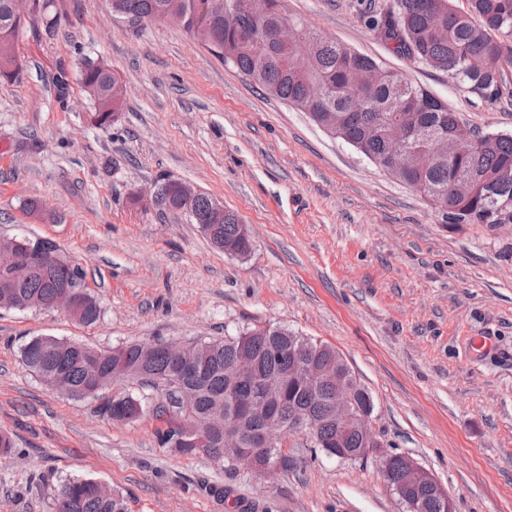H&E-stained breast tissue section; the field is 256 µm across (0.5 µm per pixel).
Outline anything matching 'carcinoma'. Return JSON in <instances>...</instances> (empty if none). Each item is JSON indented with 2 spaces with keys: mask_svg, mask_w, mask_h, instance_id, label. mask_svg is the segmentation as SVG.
Returning a JSON list of instances; mask_svg holds the SVG:
<instances>
[{
  "mask_svg": "<svg viewBox=\"0 0 512 512\" xmlns=\"http://www.w3.org/2000/svg\"><path fill=\"white\" fill-rule=\"evenodd\" d=\"M116 4L112 19L123 23L125 14L161 17L169 10L185 15V29L200 44L224 63H230L266 94L310 113L317 123H329L328 131L353 147L380 169H386L385 141L392 126L400 122L407 138L419 149L417 167L393 172L398 181L417 183L450 224H512L494 211L492 199L512 198V134L484 133L479 142L448 157L432 151L428 137L448 131L457 121L456 113L422 88L401 75L379 85L364 83V70L376 61L351 53L336 40L298 25L299 37L286 46L262 43L256 36L270 24L286 19L280 0H267L268 15H241L232 23L224 20L226 0H108ZM461 11L453 0H389L386 7H369L365 23L376 37L400 57L447 73L469 91L496 102L508 95L507 73L496 71L494 64L504 62L512 68V0H468ZM26 20L13 11L12 0H0V77L18 75L14 69L15 38ZM81 83L94 102L99 124L114 120L125 96V85L112 79L105 65L86 58L80 71ZM474 180V191L466 199L448 194L458 178ZM180 181L164 178L157 187L158 211L189 216L210 243L224 253L245 258L251 241L238 215L232 210H217V200L198 193L193 205L184 209ZM85 279L82 267L64 257L49 260L37 269L20 268L0 273V295L7 294L25 309L45 303L65 287ZM102 315L100 301L92 296L75 317L83 325L97 323ZM150 343L139 342L108 349L91 347L55 336H37L21 347L25 369L42 380L60 370L70 384L82 388L92 374L102 385L111 381L112 370L124 365L131 378L144 370L155 378L163 397L179 386L187 405L171 410L161 402L153 412L166 418L167 427L157 432L161 446L180 455L195 456L197 447L190 441L199 437L203 447L218 448L223 434L240 430L247 434L262 429L266 416L288 423L299 409L305 410L312 428L307 432L314 447L329 456L336 449L353 451L363 447L362 431L353 424L345 429L336 423V386L322 379L309 387H299L288 379V368L298 358L312 359L321 368L336 361V350L313 342L280 327H247L235 336L203 342L198 354V371L174 376L171 361L163 351L151 352ZM252 362L251 371L236 378L230 367L240 357ZM268 377L284 382L280 401L267 405L261 389ZM104 412L118 421L132 420L144 412L140 400L126 396L108 401ZM276 466L287 472L297 468V460L288 454L287 441L259 451L248 468L261 471ZM60 489L67 499L56 494L55 512H129L123 494L98 491L92 479H68ZM416 495L424 504L423 512H442L434 488L422 484Z\"/></svg>",
  "mask_w": 512,
  "mask_h": 512,
  "instance_id": "obj_1",
  "label": "carcinoma"
}]
</instances>
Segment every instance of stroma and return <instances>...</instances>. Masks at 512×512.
Returning <instances> with one entry per match:
<instances>
[{
  "mask_svg": "<svg viewBox=\"0 0 512 512\" xmlns=\"http://www.w3.org/2000/svg\"><path fill=\"white\" fill-rule=\"evenodd\" d=\"M367 0H283L288 18L402 73L479 133H512V99L490 103L447 73L393 54L366 26ZM56 22L26 24L20 78L0 77V235L29 234L78 262L104 310L0 309V512H53L67 478L119 490L130 512H405L376 457L341 461L290 437L299 459L262 476L160 447V389L119 380L74 400L22 365L37 336L98 348L200 342L281 326L331 345L372 403L384 451L447 488L457 512H512V224H448L426 198L266 96L182 26L130 34L107 0H54ZM92 58L126 86L107 126L80 80ZM65 71L58 93L54 77ZM171 177L245 222L243 259L214 249L148 197ZM36 197L49 218L23 208ZM133 396L132 421L102 414ZM223 487V497L209 493Z\"/></svg>",
  "mask_w": 512,
  "mask_h": 512,
  "instance_id": "35a3bbf8",
  "label": "stroma"
}]
</instances>
